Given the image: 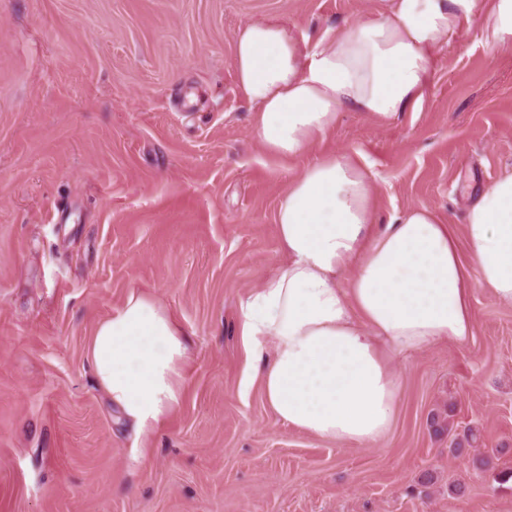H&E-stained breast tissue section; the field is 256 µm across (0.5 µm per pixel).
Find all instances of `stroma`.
<instances>
[{
    "instance_id": "obj_1",
    "label": "stroma",
    "mask_w": 512,
    "mask_h": 512,
    "mask_svg": "<svg viewBox=\"0 0 512 512\" xmlns=\"http://www.w3.org/2000/svg\"><path fill=\"white\" fill-rule=\"evenodd\" d=\"M385 0H0V512H512V308L471 289L472 337L399 364L387 435L339 444L282 423L240 304L286 260L290 181L345 151L378 223L416 205L463 236L512 169V48L476 17L438 52L420 107L343 113L301 158L267 154L233 66L243 23L305 47ZM189 335L184 396L149 439L119 424L88 345L131 291ZM454 402L468 455L430 415ZM499 449L492 468L478 459ZM461 491L448 492L449 482ZM430 426L436 435L448 434V437L453 436L451 440L450 448L457 455H462L466 449V446L473 447V444L477 441V435L473 429H468V432L463 435L462 438H458L453 429V424L446 422L445 418H441L440 414L434 413L430 418Z\"/></svg>"
}]
</instances>
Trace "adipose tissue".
Segmentation results:
<instances>
[{
    "mask_svg": "<svg viewBox=\"0 0 512 512\" xmlns=\"http://www.w3.org/2000/svg\"><path fill=\"white\" fill-rule=\"evenodd\" d=\"M478 0H387L386 7L305 48L280 22L235 35L238 86L265 152L298 158L346 111L379 123L417 109L437 54L472 22ZM371 174L337 152L306 166L276 216L287 260L242 303V334L267 401L282 422L322 439L385 437L399 397L396 363L472 335L470 288L512 307V171L471 203L456 239L427 206L377 226ZM95 378L137 435L158 432L180 406L190 348L158 298L133 292L98 321Z\"/></svg>",
    "mask_w": 512,
    "mask_h": 512,
    "instance_id": "adipose-tissue-1",
    "label": "adipose tissue"
}]
</instances>
